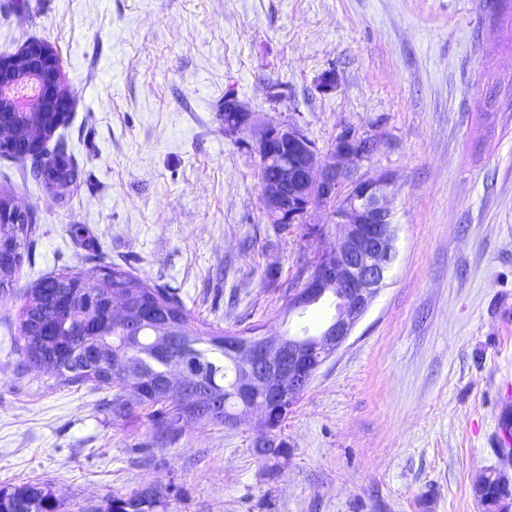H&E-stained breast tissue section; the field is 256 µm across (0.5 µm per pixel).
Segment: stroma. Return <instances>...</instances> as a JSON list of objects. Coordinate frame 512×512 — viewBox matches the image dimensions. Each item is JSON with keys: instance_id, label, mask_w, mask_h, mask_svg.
<instances>
[{"instance_id": "35a3bbf8", "label": "stroma", "mask_w": 512, "mask_h": 512, "mask_svg": "<svg viewBox=\"0 0 512 512\" xmlns=\"http://www.w3.org/2000/svg\"><path fill=\"white\" fill-rule=\"evenodd\" d=\"M30 40L75 101L55 137L79 179L58 193L0 157V187L39 226L0 293V486L46 483L68 512L145 486L166 512H484L481 480L512 478V0H0V55ZM229 87L319 153L348 127L377 139L358 172L393 177L397 257L289 410L287 457L258 458L251 421L187 422L146 457L149 422L104 410L111 390L26 362L19 314L42 276L105 259L219 329L331 317L286 313L331 217L269 224L251 137L224 133Z\"/></svg>"}]
</instances>
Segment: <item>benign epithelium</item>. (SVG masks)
I'll list each match as a JSON object with an SVG mask.
<instances>
[{
  "label": "benign epithelium",
  "mask_w": 512,
  "mask_h": 512,
  "mask_svg": "<svg viewBox=\"0 0 512 512\" xmlns=\"http://www.w3.org/2000/svg\"><path fill=\"white\" fill-rule=\"evenodd\" d=\"M25 60L37 61L50 83L37 95L40 108L68 112L72 99L62 91L57 58L44 43L25 44ZM224 134L248 132L252 150L270 166L261 181L262 202L272 220L295 224L312 209L337 197L343 203L332 211L333 244L313 257L302 286L291 293L288 313L304 315L327 295L335 298V314L315 334L302 336H231L226 339L239 365L240 379L234 422L256 418L263 432L254 444L265 459L283 447L270 414H288L289 404L337 354L385 286L396 258L397 225L389 204L393 183L386 172L357 174L355 163L376 149L377 141L351 128L336 137L330 152L317 159L312 140L294 123L260 124L232 89L224 94Z\"/></svg>",
  "instance_id": "1"
}]
</instances>
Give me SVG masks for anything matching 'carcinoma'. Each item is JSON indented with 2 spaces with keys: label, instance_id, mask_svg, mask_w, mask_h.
<instances>
[{
  "label": "carcinoma",
  "instance_id": "carcinoma-1",
  "mask_svg": "<svg viewBox=\"0 0 512 512\" xmlns=\"http://www.w3.org/2000/svg\"><path fill=\"white\" fill-rule=\"evenodd\" d=\"M10 100L0 96V120L12 126L16 151L5 155L25 161L29 144L40 154L66 119L31 105L29 114L16 121L8 112ZM34 179L48 187H66L78 179V169L55 147ZM37 233L34 217L18 224H1L0 236L11 247L0 255V288L12 284L24 253ZM114 295L125 297L129 313L115 320L108 310ZM19 341L26 360L52 366L65 385L91 382L114 389L112 415L129 417L144 410L158 446L171 445L181 435V422L192 417L207 426L233 427L230 411L237 405L236 381L240 368L224 347L228 332L206 323L194 324L173 288L151 285L123 266L103 261L90 275L72 270L52 272L26 292L20 315ZM184 364L198 373L183 391L167 385L166 373ZM502 480L485 478L477 489L483 504L501 501ZM165 507L162 493L142 488L114 495L107 512H158ZM0 512H67L44 483L0 487Z\"/></svg>",
  "mask_w": 512,
  "mask_h": 512
}]
</instances>
